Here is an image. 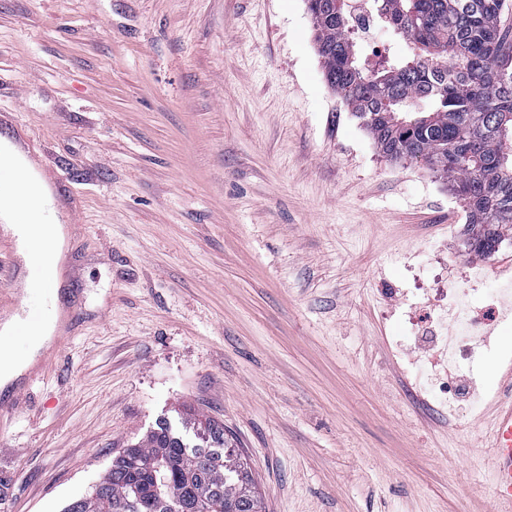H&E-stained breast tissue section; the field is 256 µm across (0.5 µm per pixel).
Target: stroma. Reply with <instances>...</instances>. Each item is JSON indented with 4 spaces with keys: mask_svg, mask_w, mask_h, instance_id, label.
Instances as JSON below:
<instances>
[{
    "mask_svg": "<svg viewBox=\"0 0 512 512\" xmlns=\"http://www.w3.org/2000/svg\"><path fill=\"white\" fill-rule=\"evenodd\" d=\"M0 137L58 187V360L0 423V512H63L155 422L224 425L263 512H487L512 322L425 349L442 285L512 284L423 162L324 80L305 0H0ZM463 386L454 410L433 397Z\"/></svg>",
    "mask_w": 512,
    "mask_h": 512,
    "instance_id": "35a3bbf8",
    "label": "stroma"
}]
</instances>
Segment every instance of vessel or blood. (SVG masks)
Wrapping results in <instances>:
<instances>
[{"instance_id":"obj_1","label":"vessel or blood","mask_w":512,"mask_h":512,"mask_svg":"<svg viewBox=\"0 0 512 512\" xmlns=\"http://www.w3.org/2000/svg\"><path fill=\"white\" fill-rule=\"evenodd\" d=\"M490 448L496 472L491 512H512V393L499 402Z\"/></svg>"}]
</instances>
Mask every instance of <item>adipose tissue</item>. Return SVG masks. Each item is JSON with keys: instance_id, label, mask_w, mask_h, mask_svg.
<instances>
[{"instance_id": "ef3b65f1", "label": "adipose tissue", "mask_w": 512, "mask_h": 512, "mask_svg": "<svg viewBox=\"0 0 512 512\" xmlns=\"http://www.w3.org/2000/svg\"><path fill=\"white\" fill-rule=\"evenodd\" d=\"M54 202L44 181L29 166L22 153L9 140L0 141V224L16 237L21 254H28L31 240L47 242L43 262L57 268L62 239L58 229L47 225L44 219L53 212ZM52 315L26 324L21 317H13L0 328V378L8 380L18 375L42 347L52 327ZM28 338L25 353L14 347L16 332Z\"/></svg>"}]
</instances>
